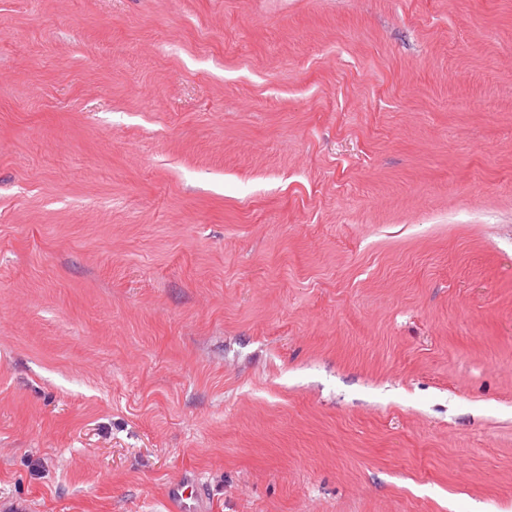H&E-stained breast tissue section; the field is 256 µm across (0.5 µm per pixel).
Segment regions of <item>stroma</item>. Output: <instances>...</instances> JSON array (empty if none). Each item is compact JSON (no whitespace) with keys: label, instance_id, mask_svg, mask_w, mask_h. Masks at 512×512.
Returning a JSON list of instances; mask_svg holds the SVG:
<instances>
[{"label":"stroma","instance_id":"1","mask_svg":"<svg viewBox=\"0 0 512 512\" xmlns=\"http://www.w3.org/2000/svg\"><path fill=\"white\" fill-rule=\"evenodd\" d=\"M512 512V0H0V498ZM177 512H208L203 507L204 490L199 479L178 482L171 488Z\"/></svg>","mask_w":512,"mask_h":512}]
</instances>
